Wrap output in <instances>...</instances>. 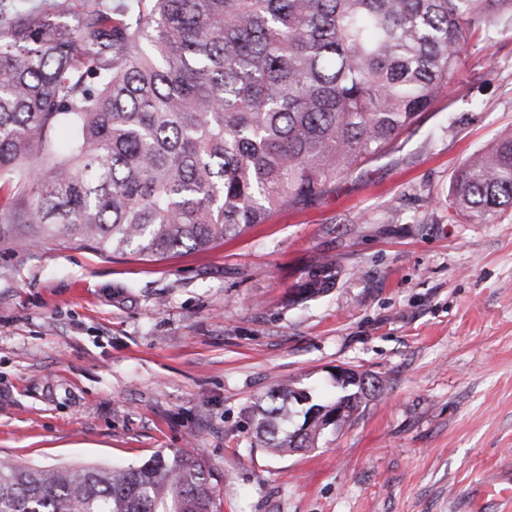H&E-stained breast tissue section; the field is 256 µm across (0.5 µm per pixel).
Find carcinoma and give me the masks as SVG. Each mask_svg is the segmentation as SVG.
Listing matches in <instances>:
<instances>
[{
	"label": "carcinoma",
	"instance_id": "cac0c4a2",
	"mask_svg": "<svg viewBox=\"0 0 512 512\" xmlns=\"http://www.w3.org/2000/svg\"><path fill=\"white\" fill-rule=\"evenodd\" d=\"M75 17L72 0H0V238L105 256L206 250L308 206L389 151L512 0H138ZM70 132L59 146L53 133ZM512 208V134L464 163L448 221ZM331 413L366 392L340 386ZM282 386L253 408L270 454L292 431ZM213 473L182 451L127 469L0 464V512H214Z\"/></svg>",
	"mask_w": 512,
	"mask_h": 512
}]
</instances>
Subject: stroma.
Returning a JSON list of instances; mask_svg holds the SVG:
<instances>
[{
    "label": "stroma",
    "mask_w": 512,
    "mask_h": 512,
    "mask_svg": "<svg viewBox=\"0 0 512 512\" xmlns=\"http://www.w3.org/2000/svg\"><path fill=\"white\" fill-rule=\"evenodd\" d=\"M511 131L508 27L390 152L211 250L0 242V459L185 449L215 512H512L478 498L512 474V210L448 219L461 166ZM339 367L373 395L317 448L268 455L255 403L288 382L328 399Z\"/></svg>",
    "instance_id": "35a3bbf8"
}]
</instances>
